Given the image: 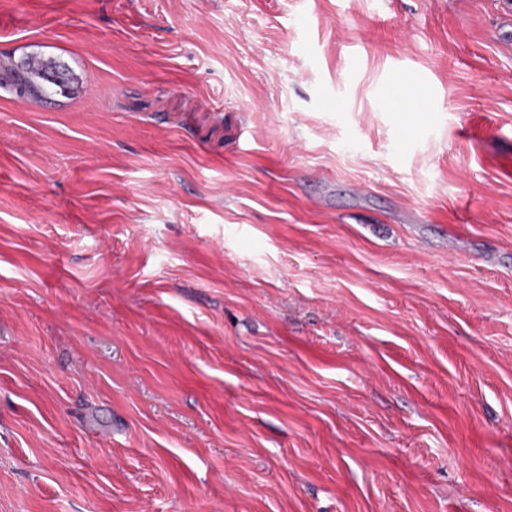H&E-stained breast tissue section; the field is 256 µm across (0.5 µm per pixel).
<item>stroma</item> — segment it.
Returning a JSON list of instances; mask_svg holds the SVG:
<instances>
[{
  "label": "stroma",
  "instance_id": "stroma-1",
  "mask_svg": "<svg viewBox=\"0 0 512 512\" xmlns=\"http://www.w3.org/2000/svg\"><path fill=\"white\" fill-rule=\"evenodd\" d=\"M35 55L0 512H512V0H0ZM42 61L44 66L40 69L34 68L33 61ZM25 70H19L12 67L4 69L3 82L0 80V86L16 89L20 93H27L34 96H44L48 94L49 87L53 85L56 93L65 94L70 88V78L68 69L65 65L57 63L54 60L45 62L42 59H34L25 62ZM64 73L66 81L59 84L56 78ZM48 82L49 85H46ZM23 89V92L20 91Z\"/></svg>",
  "mask_w": 512,
  "mask_h": 512
}]
</instances>
